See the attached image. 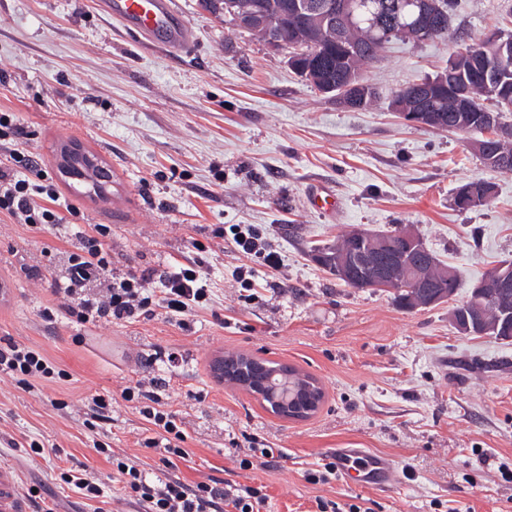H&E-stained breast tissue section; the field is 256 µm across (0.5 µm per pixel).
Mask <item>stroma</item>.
Returning <instances> with one entry per match:
<instances>
[{
	"label": "stroma",
	"mask_w": 512,
	"mask_h": 512,
	"mask_svg": "<svg viewBox=\"0 0 512 512\" xmlns=\"http://www.w3.org/2000/svg\"><path fill=\"white\" fill-rule=\"evenodd\" d=\"M194 39L173 55L146 47L99 12L92 0H0V110L13 113L19 149L36 158L75 226L34 229L0 217V338L40 350L70 378L27 392L0 378V476L23 512H89L59 478L89 468L113 489L112 467L94 443L137 456L141 416L121 393L165 379L157 395L183 422L191 462L178 473L267 485L270 512H313L315 500L371 512H512V344L464 336L451 303L401 309L389 291L344 286L310 258L349 231L411 226L452 264L457 301L495 266L512 262V173L487 167L460 134L404 122L389 108L413 80L435 74L454 50L512 28V0H458L447 40H392L362 65L377 96L347 110L302 81L276 52L246 31H230L200 0H176ZM94 153L111 178L105 196L62 176V142ZM495 183L493 198L461 210V183ZM325 186L336 210L312 209ZM107 224L112 265L160 272L197 258L213 288L188 316L157 311L131 322L82 325L58 310L52 293L74 230ZM267 230L282 257L278 273L256 267L254 296L239 295L231 225ZM53 308L45 319L44 308ZM179 355L164 365L158 350ZM239 352L296 367L325 394L305 420H284L261 399L219 381L213 361ZM112 399L110 424L85 427L82 399ZM65 401L57 409V401ZM266 439L281 456L242 470L229 454L245 436ZM37 440L56 454L26 455ZM392 456L400 483L376 491L336 477L314 484L309 472L334 449ZM37 487L34 499L20 492Z\"/></svg>",
	"instance_id": "35a3bbf8"
}]
</instances>
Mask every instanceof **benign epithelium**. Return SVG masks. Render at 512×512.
Listing matches in <instances>:
<instances>
[{
    "label": "benign epithelium",
    "instance_id": "7a95c632",
    "mask_svg": "<svg viewBox=\"0 0 512 512\" xmlns=\"http://www.w3.org/2000/svg\"><path fill=\"white\" fill-rule=\"evenodd\" d=\"M411 4L415 22L410 34L417 42L434 40L446 21V12L440 0H411ZM290 13L306 20L307 35L297 38L288 54L289 65L304 80L314 79V73L319 69L317 53L307 48L311 44L310 38L319 29L334 27L339 32L335 43L337 56L349 59L359 53L361 45L341 35V32L355 27L350 0H323L317 6L308 0H291L287 4V12L281 14L280 19H285ZM224 15L233 17L237 27L253 32L269 48H285V42L270 35L271 19L260 0L246 6H240L234 0H225ZM461 60L469 63L471 71L483 76L488 75L494 66L508 68L512 66V38L495 33L490 35L487 49L481 52L460 50L448 60L446 69L418 82L417 86L407 91V103L397 105V112L416 126L430 128L437 123L430 100L441 92L453 97L460 110L472 111L471 87L458 80L457 64ZM488 89L494 100L498 101L499 108H512V90L508 86L494 80ZM317 90L331 95L337 105L350 109L363 107L369 97L366 85L350 74L343 77V87L340 89L334 80L328 78L318 83ZM478 127L484 130V134L472 140L474 152L490 165H507L509 155L500 148L492 149L489 141L497 140L503 144L511 140L512 127L503 124L495 112L487 113ZM484 200L482 194L465 183L457 188L454 196L455 205L462 210L478 206ZM371 237L372 234L355 229L350 232L346 244L317 252L313 259L338 279L355 281L364 288L392 290L397 294L402 292L416 309L447 301L448 292L444 287L456 285L453 272L438 262L412 229L400 228L386 238L381 250L368 244ZM487 288L498 289L496 320L488 319L481 310L471 313L462 306L450 312V319L460 334L496 336L499 327H508V321L512 319V306L509 305L512 301L511 262L498 266L490 279L475 284L471 292L472 301L482 300Z\"/></svg>",
    "mask_w": 512,
    "mask_h": 512
}]
</instances>
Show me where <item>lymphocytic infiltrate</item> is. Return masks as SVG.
I'll return each mask as SVG.
<instances>
[{"mask_svg":"<svg viewBox=\"0 0 512 512\" xmlns=\"http://www.w3.org/2000/svg\"><path fill=\"white\" fill-rule=\"evenodd\" d=\"M21 130L11 113H0V215L33 228L45 224L60 225L64 218L58 210L60 195L47 175L37 181L20 178L15 166L26 157L17 147ZM110 234L106 224L92 225L79 232L75 249L67 258L55 281L57 309H45V318L55 310H64L82 324L100 321H128L154 315L163 309L172 315H186L205 307L211 290L197 261L161 275L160 290L149 286L150 278L133 272L120 273L112 266V256L104 240ZM235 249L246 259L234 267L231 276L242 290L252 288L254 270L250 259H257L268 269H278L281 256L264 231L254 224H236L231 229ZM11 378L16 385L32 391L41 382L56 377L66 379L65 370L55 366L39 351L6 341L0 344V376ZM122 396L136 403L139 414L148 424L150 437L145 448L158 451L163 471L154 473L141 468L134 459L119 457L111 449L99 453L111 462L123 493L138 504L141 512H264L268 495L264 485H245L210 478L188 483L174 475L177 461H189L192 451L185 448L186 435L176 414L156 407L154 392L143 385L125 388Z\"/></svg>","mask_w":512,"mask_h":512,"instance_id":"f902f5d3","label":"lymphocytic infiltrate"}]
</instances>
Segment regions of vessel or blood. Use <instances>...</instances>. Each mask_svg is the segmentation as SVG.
Returning a JSON list of instances; mask_svg holds the SVG:
<instances>
[{"instance_id":"vessel-or-blood-1","label":"vessel or blood","mask_w":512,"mask_h":512,"mask_svg":"<svg viewBox=\"0 0 512 512\" xmlns=\"http://www.w3.org/2000/svg\"><path fill=\"white\" fill-rule=\"evenodd\" d=\"M96 7L119 20L144 43L180 53L189 44L192 30L172 0H97ZM336 468L347 478L358 479L371 488L387 489L400 480L395 460L364 448H340Z\"/></svg>"}]
</instances>
